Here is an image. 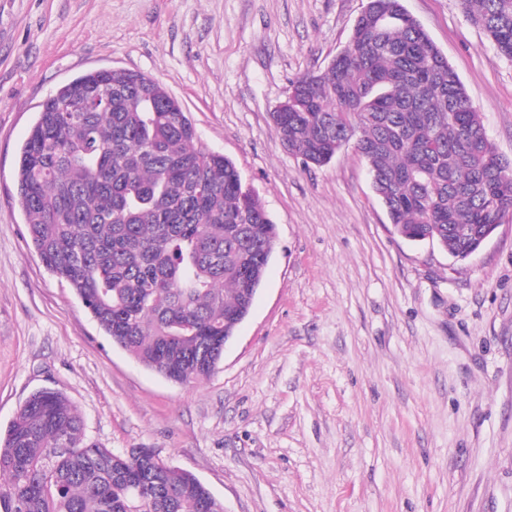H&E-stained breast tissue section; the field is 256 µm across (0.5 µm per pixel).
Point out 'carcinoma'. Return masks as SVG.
Returning <instances> with one entry per match:
<instances>
[{
    "mask_svg": "<svg viewBox=\"0 0 512 512\" xmlns=\"http://www.w3.org/2000/svg\"><path fill=\"white\" fill-rule=\"evenodd\" d=\"M512 59V0H461ZM307 164L354 142L397 234L454 258L512 213V161L403 0H367L348 45L290 85L272 113ZM29 238L112 345L181 384L224 356V322L250 308L276 225L235 164L198 145L181 103L135 72L92 71L41 105L21 148ZM0 512H223L194 474L147 450L86 438L55 390L33 393L0 436Z\"/></svg>",
    "mask_w": 512,
    "mask_h": 512,
    "instance_id": "cac0c4a2",
    "label": "carcinoma"
}]
</instances>
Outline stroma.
<instances>
[{"mask_svg": "<svg viewBox=\"0 0 512 512\" xmlns=\"http://www.w3.org/2000/svg\"><path fill=\"white\" fill-rule=\"evenodd\" d=\"M366 0H0V431L63 393L86 436L153 448L224 512H512V218L465 261L398 236L346 145L305 165L272 114ZM512 158V60L459 0H404ZM123 68L184 106L278 238L251 311L201 382L113 347L34 252L17 164L42 102Z\"/></svg>", "mask_w": 512, "mask_h": 512, "instance_id": "1", "label": "stroma"}]
</instances>
